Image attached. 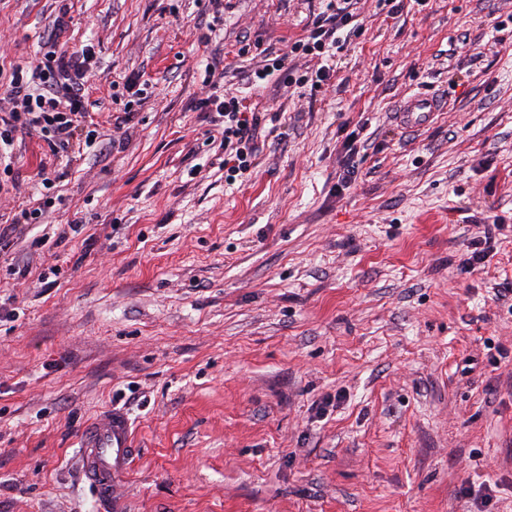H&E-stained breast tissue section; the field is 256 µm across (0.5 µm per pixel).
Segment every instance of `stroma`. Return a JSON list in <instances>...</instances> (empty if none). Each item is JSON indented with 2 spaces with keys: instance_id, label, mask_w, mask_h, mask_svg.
<instances>
[{
  "instance_id": "stroma-1",
  "label": "stroma",
  "mask_w": 512,
  "mask_h": 512,
  "mask_svg": "<svg viewBox=\"0 0 512 512\" xmlns=\"http://www.w3.org/2000/svg\"><path fill=\"white\" fill-rule=\"evenodd\" d=\"M232 2L206 47L205 0H0L5 72L68 5L65 41L96 48L101 136L0 251V512H512V309L495 297L512 284V23L492 27L512 0H358L327 91L242 86L282 134L228 183L198 62L234 61L243 33L255 54L298 37L324 8ZM137 72L125 131L112 84ZM416 92L447 106L409 130L394 111ZM15 153L24 201L46 151ZM495 215L503 235L465 271ZM111 407L137 452L115 509L78 456Z\"/></svg>"
}]
</instances>
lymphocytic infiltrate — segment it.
I'll return each mask as SVG.
<instances>
[{
    "mask_svg": "<svg viewBox=\"0 0 512 512\" xmlns=\"http://www.w3.org/2000/svg\"><path fill=\"white\" fill-rule=\"evenodd\" d=\"M350 0H328L314 15L303 35L284 47H269L261 64L244 69L225 67L223 58L205 64V75L194 108L203 112L221 135L224 177L233 182L249 174L260 150L268 116L253 111L234 84L256 85L278 76L280 86H297L317 94L331 79L329 61L350 42ZM67 9H60L32 61L13 67L0 88V192L16 184L8 156L15 142L26 136L42 141L50 156L74 162L76 144L93 147L100 133L91 116L89 80L96 65L93 45L67 46Z\"/></svg>",
    "mask_w": 512,
    "mask_h": 512,
    "instance_id": "lymphocytic-infiltrate-1",
    "label": "lymphocytic infiltrate"
}]
</instances>
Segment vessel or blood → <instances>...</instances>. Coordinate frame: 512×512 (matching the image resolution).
<instances>
[{"label": "vessel or blood", "instance_id": "vessel-or-blood-1", "mask_svg": "<svg viewBox=\"0 0 512 512\" xmlns=\"http://www.w3.org/2000/svg\"><path fill=\"white\" fill-rule=\"evenodd\" d=\"M445 100L427 94L406 97L396 112L397 122L405 128L429 125ZM135 456L126 414L117 409L102 412L81 434L80 459L83 475L95 496L114 498L116 484L127 474Z\"/></svg>", "mask_w": 512, "mask_h": 512}]
</instances>
